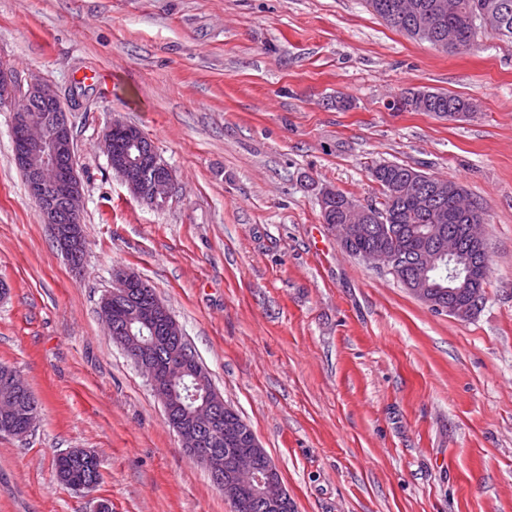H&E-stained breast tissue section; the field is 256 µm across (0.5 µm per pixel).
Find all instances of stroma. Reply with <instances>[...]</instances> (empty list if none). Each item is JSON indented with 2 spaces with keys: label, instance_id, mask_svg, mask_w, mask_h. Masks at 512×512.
Masks as SVG:
<instances>
[{
  "label": "stroma",
  "instance_id": "1",
  "mask_svg": "<svg viewBox=\"0 0 512 512\" xmlns=\"http://www.w3.org/2000/svg\"><path fill=\"white\" fill-rule=\"evenodd\" d=\"M68 91L86 259L30 199L0 108V364L41 410L0 434V512H231L100 316L119 270L155 289L279 470L295 512H512V44L447 53L365 0H0V60ZM458 94L474 118L399 112ZM139 127L172 169L136 200L101 141ZM460 182L487 209L485 302L433 313L346 253L320 188L368 203L376 162ZM88 448L92 492L58 482ZM404 98L405 110L410 112H468L472 99L431 90L408 91Z\"/></svg>",
  "mask_w": 512,
  "mask_h": 512
}]
</instances>
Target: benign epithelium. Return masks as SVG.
I'll list each match as a JSON object with an SVG mask.
<instances>
[{
    "label": "benign epithelium",
    "instance_id": "benign-epithelium-1",
    "mask_svg": "<svg viewBox=\"0 0 512 512\" xmlns=\"http://www.w3.org/2000/svg\"><path fill=\"white\" fill-rule=\"evenodd\" d=\"M12 111V133L15 159L19 167L29 174L33 199L41 208L44 223L51 226L62 250L70 256L85 252L80 201L83 187L76 169L73 130L70 121L72 106L52 84L37 79L20 81L10 69L0 70V106ZM129 143L138 155L125 152L112 156L105 151L112 169L119 175L131 195L138 201L154 207L163 206L173 189L174 178L168 165L154 156L148 174L143 144L131 138ZM338 204L352 218L350 224H335L333 204ZM319 206L323 223L336 231L340 244L351 252L352 244L369 228L388 223L389 215L372 211L365 204L342 198L338 191L326 186L319 193ZM471 249L467 250L469 282L480 283L488 277V251L482 225L468 224L465 228ZM361 260L378 264L387 269L408 291L432 311L447 313L465 319L481 305L480 289L464 286L435 294L422 272L406 280L399 273L398 259L384 246L356 254ZM140 279L130 273L115 275L112 295L124 294L132 283ZM136 321L153 332L174 338L177 349L162 355L158 340L146 343L136 340L130 327L123 335L112 331V339L119 343L131 360L148 378L154 394L163 403L167 418L175 430L182 448L205 465L214 483L224 497L244 510L249 503L259 506L262 512H285L291 504L275 464L266 454L250 426L237 416L224 402V397L209 387L203 403L189 415L176 416L179 403L170 395L171 383L186 375L200 385L209 380V374L195 356L186 354L188 342L178 321L158 298L137 308ZM18 410L13 400H0V421L5 430L15 434L21 431L15 418ZM224 421V457L203 452L207 440L203 431L219 428Z\"/></svg>",
    "mask_w": 512,
    "mask_h": 512
}]
</instances>
